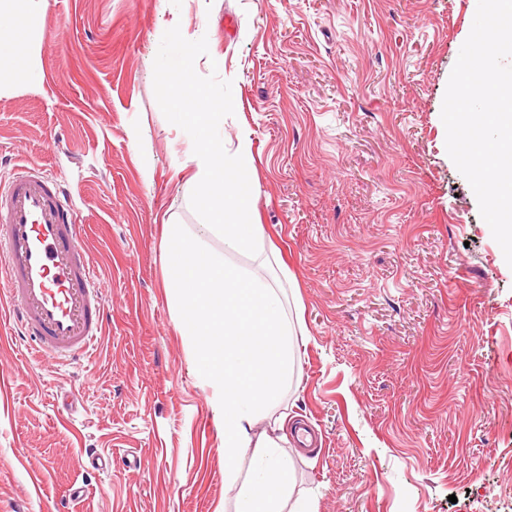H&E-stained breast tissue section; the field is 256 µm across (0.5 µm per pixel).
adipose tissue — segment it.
I'll use <instances>...</instances> for the list:
<instances>
[{
	"mask_svg": "<svg viewBox=\"0 0 512 512\" xmlns=\"http://www.w3.org/2000/svg\"><path fill=\"white\" fill-rule=\"evenodd\" d=\"M47 7L48 0H0V91L42 83L35 51ZM210 42L208 26L179 36L164 24L153 39L152 68L159 74L180 68ZM172 104V122L186 145L184 199L197 222L162 216L163 270L175 326L192 348L197 378L213 390L212 406L224 424V482L238 488L232 512H316L312 502L294 497L291 462L278 438L252 433L255 421L279 405L295 374L297 342L280 288L290 273L284 265L268 272L265 237L242 189L251 143L242 138L235 150L224 146L223 86L206 88L193 105L177 96ZM244 458L251 470L242 483L238 467Z\"/></svg>",
	"mask_w": 512,
	"mask_h": 512,
	"instance_id": "adipose-tissue-1",
	"label": "adipose tissue"
}]
</instances>
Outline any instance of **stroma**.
Returning <instances> with one entry per match:
<instances>
[{"label": "stroma", "mask_w": 512, "mask_h": 512, "mask_svg": "<svg viewBox=\"0 0 512 512\" xmlns=\"http://www.w3.org/2000/svg\"><path fill=\"white\" fill-rule=\"evenodd\" d=\"M162 11L49 0L41 89L0 95V175L25 158L69 191L112 310L70 363L8 343L0 315V512H220L236 493L164 288L157 216L195 221L175 81L191 100L223 85L224 140H250L245 193L292 273L299 359L278 410L295 495L317 512H512V267L441 119L470 0H187L183 26L212 43L173 77L148 71Z\"/></svg>", "instance_id": "obj_1"}]
</instances>
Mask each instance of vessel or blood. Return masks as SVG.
I'll return each mask as SVG.
<instances>
[{
  "label": "vessel or blood",
  "mask_w": 512,
  "mask_h": 512,
  "mask_svg": "<svg viewBox=\"0 0 512 512\" xmlns=\"http://www.w3.org/2000/svg\"><path fill=\"white\" fill-rule=\"evenodd\" d=\"M0 279L15 338L33 339L58 361L92 355L112 314L68 190L36 165L16 166L0 181Z\"/></svg>",
  "instance_id": "obj_1"
}]
</instances>
